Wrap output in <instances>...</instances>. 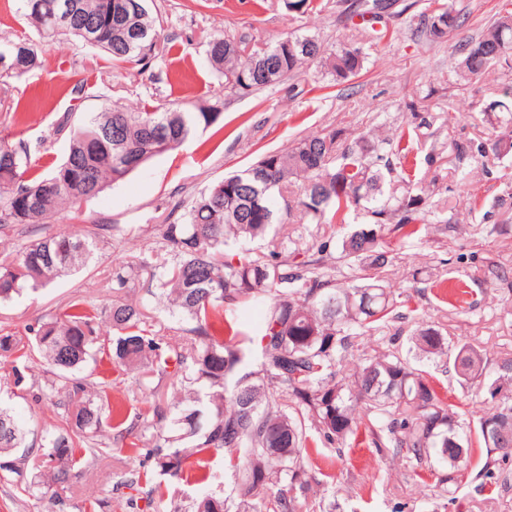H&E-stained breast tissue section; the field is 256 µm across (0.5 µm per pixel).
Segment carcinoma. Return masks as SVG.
I'll return each mask as SVG.
<instances>
[{"mask_svg": "<svg viewBox=\"0 0 512 512\" xmlns=\"http://www.w3.org/2000/svg\"><path fill=\"white\" fill-rule=\"evenodd\" d=\"M26 17L39 6L44 14L70 7L73 23L67 35L104 50L115 62L149 57L158 37L147 0L126 8L129 0H20ZM419 16L417 30L442 43L464 24L456 0H432ZM328 8L338 19L385 23L407 8L385 11L380 0H334ZM504 15L477 38L454 46L460 80H477L492 70L512 72V0ZM102 21L100 36L85 35L84 20ZM136 30L142 37L131 41ZM244 36H217L206 51L211 66L224 74L225 88L245 97L316 63L336 82L356 76L366 53L359 42L328 48L312 35L294 34L270 49L243 57ZM29 61L21 71L0 69V77H21L40 67L38 50L29 39ZM215 106L191 109L160 107L131 112L105 105L76 125L58 128L69 136L63 161L47 173L32 165L43 142L20 138L0 140V229L38 224L62 209L79 211L91 198L131 170L126 155L145 163L155 157L151 133L166 130L172 147L187 140L200 125L217 123ZM432 121L422 117L397 143L356 138L339 147V133L302 137L286 151H269L242 172L207 187L176 222L160 234L168 257L144 261L150 269L142 287L167 301L169 313L184 323L183 342L172 343L150 328L139 305L124 298L131 290V267L112 266V303L98 308L78 300L38 327L33 338L0 334V357L12 364L22 381L20 364L38 351L50 369L34 381L35 400L49 397L61 410L60 425L42 433L37 452L43 469L27 473L12 458L27 448V433L0 407V476L28 494L42 485L51 490L59 510L78 465H90L112 447L128 448L138 466L117 482L133 491L128 502L165 512H306L308 491L320 480L308 467V449L334 448L351 440L378 452L403 457L411 479L427 483L432 464L442 468L435 487L442 502L455 501L456 473L468 465L473 441L482 448L479 476L492 479L512 457V357L490 362L480 346L453 341L441 328L413 316L410 300L385 279L393 248L386 236L420 237L427 227V197L416 192L406 164V140L420 138ZM456 163L486 157L487 144L474 139L448 143ZM305 179L295 205L300 224L344 225L350 214L362 213L359 224L336 245L322 235L314 248L302 249L285 234H272L279 220V198L288 177ZM268 240L267 250L252 247ZM102 239L65 231L35 240L10 261L0 263V301L26 289L37 290L66 273L89 265ZM339 252L351 269L347 286L336 287L325 259ZM265 306L262 325L247 326L243 309ZM411 320L408 352L395 343L402 334L398 320ZM394 330L386 346L371 351L362 340L373 331ZM358 352L355 370L344 361ZM106 358L117 372H135L140 390L155 396L154 384L170 380L188 392L185 401L166 407L153 399L128 419L116 414L112 395L91 390L81 372ZM453 359L457 383L487 394L482 413L460 418L441 398L429 370ZM151 443L144 444L145 436ZM224 453L232 487H213L211 458ZM159 476L189 487L165 498Z\"/></svg>", "mask_w": 512, "mask_h": 512, "instance_id": "1", "label": "carcinoma"}]
</instances>
